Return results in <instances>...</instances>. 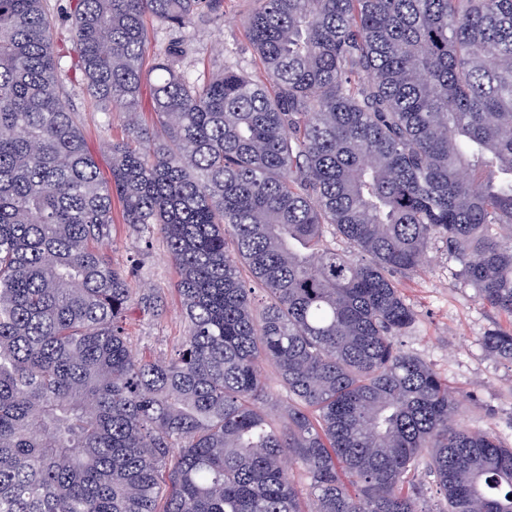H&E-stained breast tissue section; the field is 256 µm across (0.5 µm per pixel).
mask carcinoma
Segmentation results:
<instances>
[{"mask_svg": "<svg viewBox=\"0 0 512 512\" xmlns=\"http://www.w3.org/2000/svg\"><path fill=\"white\" fill-rule=\"evenodd\" d=\"M221 7L77 0L75 67L127 131L106 179L46 0H0V512H418L421 469L443 512H512V447L397 345L394 280L440 242L512 315V0H262L261 80L183 69ZM148 17L176 33L150 126ZM114 197L179 271L166 360L129 345L159 301L104 252ZM484 344L512 360V330ZM264 375L266 377L269 407L277 412L279 406L288 399L286 390L272 367L265 366Z\"/></svg>", "mask_w": 512, "mask_h": 512, "instance_id": "carcinoma-1", "label": "carcinoma"}]
</instances>
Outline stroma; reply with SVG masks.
<instances>
[{"label": "stroma", "instance_id": "1", "mask_svg": "<svg viewBox=\"0 0 512 512\" xmlns=\"http://www.w3.org/2000/svg\"><path fill=\"white\" fill-rule=\"evenodd\" d=\"M255 7V0H224L222 16L197 30L183 68L200 74L229 58L246 65L253 76H260L243 25ZM65 86L90 148H98L105 138H124V127L109 121L96 106L78 73H70ZM112 221L113 244L108 254L113 264L135 265L137 285L151 289L161 299L159 313L136 311L128 317L126 329L132 350L146 359L168 357L187 334L177 292L178 272L160 234L146 236L134 231L124 223L120 203L112 205ZM429 256L427 270L397 278L416 316L414 327L398 342L457 392L462 403L461 420L467 427L491 431L512 447V360L489 352L482 343L490 332L512 330V317L477 299L442 245L433 246Z\"/></svg>", "mask_w": 512, "mask_h": 512}]
</instances>
